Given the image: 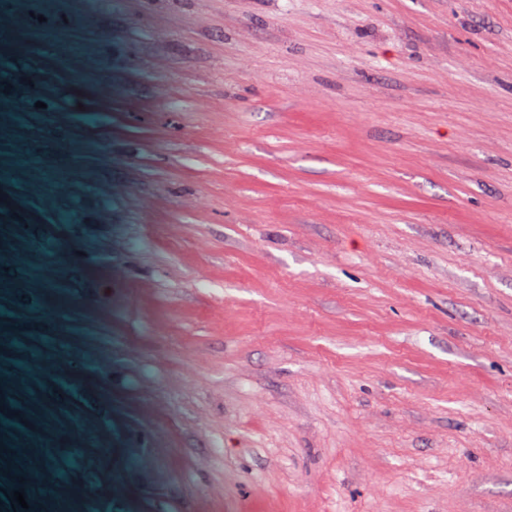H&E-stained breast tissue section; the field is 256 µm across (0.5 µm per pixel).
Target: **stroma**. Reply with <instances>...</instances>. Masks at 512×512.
<instances>
[{
    "instance_id": "1",
    "label": "stroma",
    "mask_w": 512,
    "mask_h": 512,
    "mask_svg": "<svg viewBox=\"0 0 512 512\" xmlns=\"http://www.w3.org/2000/svg\"><path fill=\"white\" fill-rule=\"evenodd\" d=\"M512 512V0H0V512Z\"/></svg>"
}]
</instances>
